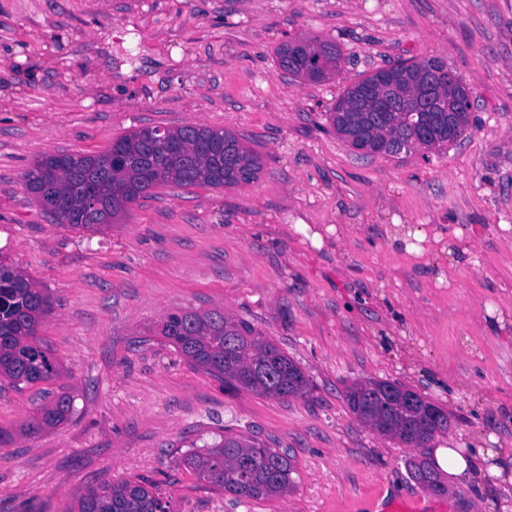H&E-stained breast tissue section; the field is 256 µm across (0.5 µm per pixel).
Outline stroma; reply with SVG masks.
<instances>
[{"instance_id":"1","label":"stroma","mask_w":512,"mask_h":512,"mask_svg":"<svg viewBox=\"0 0 512 512\" xmlns=\"http://www.w3.org/2000/svg\"><path fill=\"white\" fill-rule=\"evenodd\" d=\"M314 37L339 45L335 77L278 68L280 44ZM430 57L472 92L460 141L397 160L330 127L351 84ZM191 122L235 132L260 178L162 186L98 231L55 223L24 186L43 156ZM462 244L473 264L455 262ZM1 258L51 293L38 335L64 372L0 381L14 435L0 512H67L120 478L159 484L173 512H512L511 462L442 494L410 473L440 447L512 451V0H0ZM214 308L273 341L311 395L227 388L152 333L169 312ZM373 379L447 409L451 428L422 448L378 434L345 400ZM63 392L70 420L23 434ZM219 433L287 451L290 491L198 481L183 459Z\"/></svg>"}]
</instances>
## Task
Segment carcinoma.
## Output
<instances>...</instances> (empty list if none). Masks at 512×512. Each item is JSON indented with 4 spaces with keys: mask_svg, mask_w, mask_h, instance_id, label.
Instances as JSON below:
<instances>
[{
    "mask_svg": "<svg viewBox=\"0 0 512 512\" xmlns=\"http://www.w3.org/2000/svg\"><path fill=\"white\" fill-rule=\"evenodd\" d=\"M278 67L304 81L322 82L338 69L342 54L330 39H294L279 46ZM392 81L371 73L347 88L327 113L330 126L356 149L401 158L448 145V105L466 86L440 58L399 61ZM166 136L182 143L174 153L154 145ZM261 157L226 129L189 123L175 129L144 127L112 143L104 154L46 155L24 173L27 190L57 223L97 231L121 216L135 200L170 184L180 188L235 187L259 178ZM52 312L43 288L0 261V378L32 385L58 378L62 369L37 336ZM155 333L195 368L237 390L273 398L305 397L311 384L301 368L248 321L215 308L179 310L165 316ZM354 414L383 436L420 448L448 431V412L420 394L389 381L369 380L346 388ZM73 414V398L57 395L23 425L26 434L54 429ZM184 463L214 489L248 499L288 492L293 464L288 453L258 442L221 435ZM411 474L435 493L446 490L426 459ZM68 512H171L154 484L121 480L91 486Z\"/></svg>",
    "mask_w": 512,
    "mask_h": 512,
    "instance_id": "1",
    "label": "carcinoma"
}]
</instances>
